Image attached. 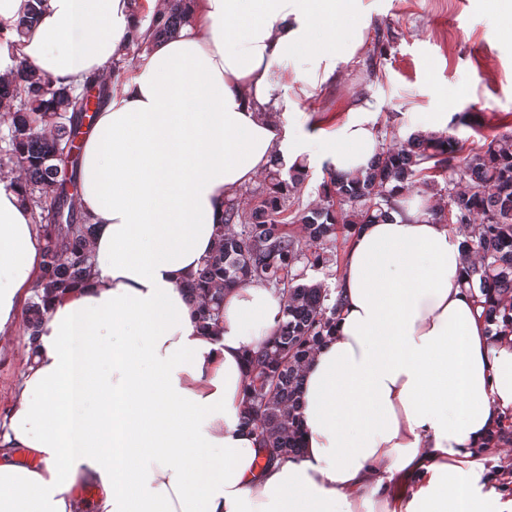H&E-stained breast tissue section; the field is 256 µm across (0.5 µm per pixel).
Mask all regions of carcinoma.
Listing matches in <instances>:
<instances>
[{
    "label": "carcinoma",
    "mask_w": 512,
    "mask_h": 512,
    "mask_svg": "<svg viewBox=\"0 0 512 512\" xmlns=\"http://www.w3.org/2000/svg\"><path fill=\"white\" fill-rule=\"evenodd\" d=\"M6 25L17 51L38 20L43 0ZM168 11L151 17L141 35L129 39L113 57L112 79L91 78L100 89L99 112L123 81L129 58H138L150 42L178 36L190 23L192 0H170ZM0 179L15 176L26 190L35 223L46 246L41 270L43 293L29 306L27 332L33 336L45 315L44 297L63 294L91 271L89 242L94 225L70 188L78 187L80 132L89 114L83 92L59 86L23 62L0 74ZM455 116L438 132H415L380 150L363 172L328 170L323 203L294 208L304 165L272 164L264 176L259 201L248 212L230 200L215 246L200 266L187 292L198 305L200 324L214 328L222 321L224 292L251 281L278 289L285 302L282 319L263 349L248 360L243 424L259 438L267 461L302 453L303 419L300 393L305 365L331 335L340 298L314 274L326 272L339 236L349 237L363 224L390 219L395 199L417 194L437 196L431 209L464 238V265L469 287H477L488 332L512 333V130L485 138L477 150L463 153ZM303 226V236L287 229Z\"/></svg>",
    "instance_id": "carcinoma-1"
}]
</instances>
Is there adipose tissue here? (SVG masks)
<instances>
[{"label": "adipose tissue", "mask_w": 512, "mask_h": 512, "mask_svg": "<svg viewBox=\"0 0 512 512\" xmlns=\"http://www.w3.org/2000/svg\"><path fill=\"white\" fill-rule=\"evenodd\" d=\"M157 13L165 0H145ZM142 9V10H145ZM134 0H44L17 56L53 80L101 77L142 32ZM364 0H194L83 139L92 269L48 297L0 422V512H512L474 490V447L512 417V335L490 336L462 281L463 239L420 205L349 237L334 336L301 389L302 455L264 464L242 424L245 357L283 310L277 289L226 292L203 330L182 285L226 202L274 159L339 172L380 150L371 105L296 131L297 97L363 45ZM45 238L0 182V334L39 289ZM92 481L86 504L77 490Z\"/></svg>", "instance_id": "1"}]
</instances>
